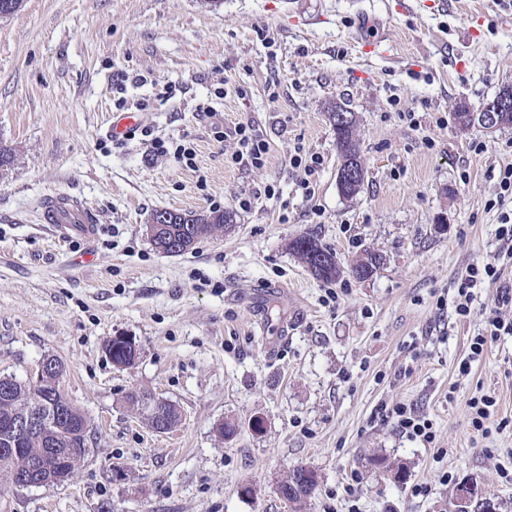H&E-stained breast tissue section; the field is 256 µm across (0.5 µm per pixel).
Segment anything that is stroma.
Here are the masks:
<instances>
[{
  "label": "stroma",
  "mask_w": 512,
  "mask_h": 512,
  "mask_svg": "<svg viewBox=\"0 0 512 512\" xmlns=\"http://www.w3.org/2000/svg\"><path fill=\"white\" fill-rule=\"evenodd\" d=\"M510 83L512 0H24L0 17V145L15 154L0 169V375L27 379L56 356L91 431L71 480L9 491L0 512H445L468 476L512 512V429L473 433L467 406L488 393L512 419V337L459 374L497 291L479 290L465 319L453 291L501 247L485 203L512 164V128L461 131L454 116ZM161 93L145 124L193 140L196 169L106 134L117 98L136 112ZM338 106L357 118L365 168L352 198L336 181ZM239 122L270 142L264 167L232 165L234 140H214L212 126ZM298 146L324 160L311 199L289 164ZM269 183L278 197L255 198ZM57 191L98 216L93 240L61 242L40 224ZM214 200L232 226L189 252L147 238L155 211L207 213ZM307 231L341 267L372 252L379 270L316 279L287 249ZM87 250L94 263L75 264ZM116 335L138 346L129 366L106 351ZM139 388L177 407L172 430L130 407ZM398 402L432 419L435 447L376 417ZM374 455L405 480L369 465ZM298 465L321 475L300 506L277 491ZM418 484L427 496H413Z\"/></svg>",
  "instance_id": "stroma-1"
}]
</instances>
